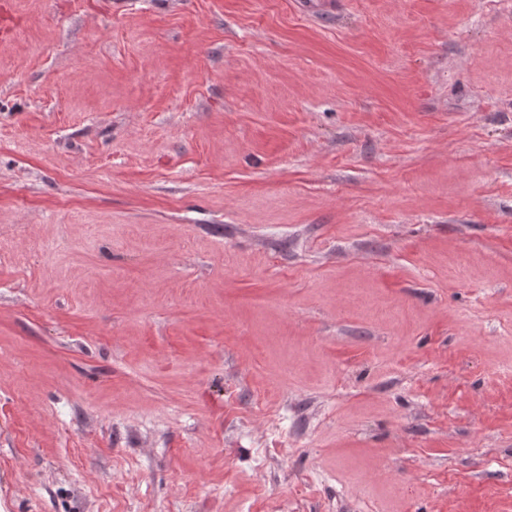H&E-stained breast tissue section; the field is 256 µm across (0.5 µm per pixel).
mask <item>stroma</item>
Segmentation results:
<instances>
[{"label":"stroma","mask_w":512,"mask_h":512,"mask_svg":"<svg viewBox=\"0 0 512 512\" xmlns=\"http://www.w3.org/2000/svg\"><path fill=\"white\" fill-rule=\"evenodd\" d=\"M0 0V512H512V0Z\"/></svg>","instance_id":"35a3bbf8"}]
</instances>
